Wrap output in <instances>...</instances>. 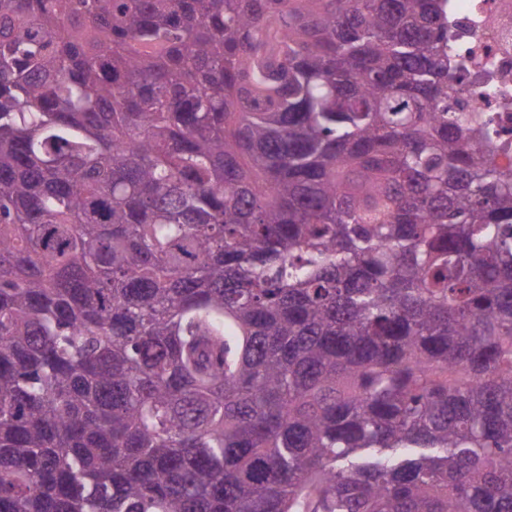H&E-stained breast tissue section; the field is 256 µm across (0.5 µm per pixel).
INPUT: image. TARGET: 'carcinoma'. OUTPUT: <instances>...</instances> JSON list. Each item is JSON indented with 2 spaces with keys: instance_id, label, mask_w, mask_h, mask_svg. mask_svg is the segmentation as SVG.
Instances as JSON below:
<instances>
[{
  "instance_id": "cac0c4a2",
  "label": "carcinoma",
  "mask_w": 512,
  "mask_h": 512,
  "mask_svg": "<svg viewBox=\"0 0 512 512\" xmlns=\"http://www.w3.org/2000/svg\"><path fill=\"white\" fill-rule=\"evenodd\" d=\"M448 0H0V512H512V179Z\"/></svg>"
}]
</instances>
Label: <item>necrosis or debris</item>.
I'll list each match as a JSON object with an SVG mask.
<instances>
[{
    "mask_svg": "<svg viewBox=\"0 0 512 512\" xmlns=\"http://www.w3.org/2000/svg\"><path fill=\"white\" fill-rule=\"evenodd\" d=\"M452 55L459 64V109L493 117L479 149L512 145V0H449Z\"/></svg>",
    "mask_w": 512,
    "mask_h": 512,
    "instance_id": "1",
    "label": "necrosis or debris"
}]
</instances>
